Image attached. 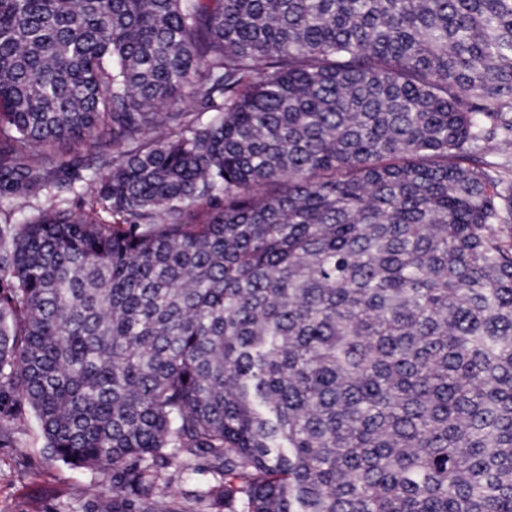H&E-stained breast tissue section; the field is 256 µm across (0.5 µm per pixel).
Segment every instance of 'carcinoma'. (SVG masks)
Masks as SVG:
<instances>
[{
    "mask_svg": "<svg viewBox=\"0 0 512 512\" xmlns=\"http://www.w3.org/2000/svg\"><path fill=\"white\" fill-rule=\"evenodd\" d=\"M495 147L512 0H0V198L89 194L0 223V445L100 512L199 457L224 512H512Z\"/></svg>",
    "mask_w": 512,
    "mask_h": 512,
    "instance_id": "cac0c4a2",
    "label": "carcinoma"
}]
</instances>
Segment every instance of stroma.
<instances>
[{
  "instance_id": "stroma-1",
  "label": "stroma",
  "mask_w": 512,
  "mask_h": 512,
  "mask_svg": "<svg viewBox=\"0 0 512 512\" xmlns=\"http://www.w3.org/2000/svg\"><path fill=\"white\" fill-rule=\"evenodd\" d=\"M169 485V503L176 512H224L223 507L201 499V492L217 481L204 461L189 468L171 466L161 472ZM100 474L55 461L31 410L14 420L10 444L0 447V512H94V499H76V485H96Z\"/></svg>"
}]
</instances>
